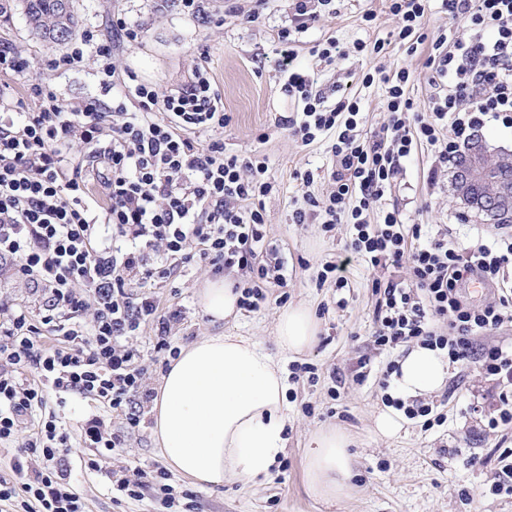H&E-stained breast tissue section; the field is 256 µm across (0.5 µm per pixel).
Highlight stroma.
Returning <instances> with one entry per match:
<instances>
[{"instance_id":"stroma-1","label":"stroma","mask_w":512,"mask_h":512,"mask_svg":"<svg viewBox=\"0 0 512 512\" xmlns=\"http://www.w3.org/2000/svg\"><path fill=\"white\" fill-rule=\"evenodd\" d=\"M0 3L5 6L0 14V44H9L29 62L26 76L4 77L17 94H24L26 78L33 77L66 103L99 95L92 61L66 71L50 69V61L65 54L69 43L53 44L34 36L16 0ZM73 5L79 30L111 36L116 16L139 29L137 44L121 47L113 58L116 80L131 71L141 81L179 88L191 81L196 64L206 61L224 94V110L232 118L222 132L225 148L264 157L268 176L277 187L264 200V231L288 258L287 288L269 286L267 299L258 309L242 310L216 322L205 313L200 297L213 277L211 267L193 260L174 284L154 291L160 309L183 311L182 320L171 331L172 349L227 332L252 337L282 370L296 362L317 368L315 381L286 382L288 448L270 475L207 489L168 470V484L180 493L177 512H512V494L489 490L499 455L512 451V427L489 431L478 416L468 413L473 402L491 408L497 392L494 382L476 367L450 365L445 387L427 395V403L443 417L441 425L426 429L421 422L407 419L391 438L375 430V418L384 406L379 377L407 348L379 349L371 341L377 301L372 280L377 272L360 257L348 256L347 226L337 225L327 234L317 219L305 224L291 220L304 194H327L333 165L329 138L305 146L277 124L280 115L302 109L301 103L282 94L288 75L278 67V31L291 23L293 0H236L232 13L226 10L225 0H204L200 16L184 12L179 0H73ZM368 13L373 21H365ZM394 28L386 0H334L331 10L321 11L318 20L299 34L295 65L314 72L313 91L328 104L347 96L357 98L366 126L373 130L387 121L386 86L378 80L365 83L371 63L366 54L357 52L356 44L388 42L384 62L388 70L409 71L408 92L416 112H423L431 93L430 71L425 66L428 46L423 43L416 51H407L392 42ZM330 38L338 42L341 55L329 61L314 55L313 46ZM433 163L427 146L404 158L381 209H398L404 223L427 225L433 236L447 232L462 244L479 239L490 242L506 232V225L484 223L464 209L450 189L449 168L433 176L429 173ZM307 169L316 174L308 185L299 177ZM341 259L348 262L347 287L336 288L330 280L317 285L323 264ZM283 295L289 304L305 303L319 327L313 346L297 355L282 353L276 345L275 323L283 310L279 302ZM132 343L139 351L146 383L157 388L169 351L156 350L149 326ZM47 408L68 425L98 416L125 435L122 448L100 459L99 471L80 478L87 512H167L155 485L145 486L131 498L113 489L109 479L113 471L129 475L165 468L150 415H143L133 428L124 415L109 412L90 398H77L64 406L52 400ZM330 427L352 439L355 468L350 489L325 503L307 491L305 452L311 438Z\"/></svg>"}]
</instances>
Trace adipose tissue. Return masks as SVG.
<instances>
[{
    "instance_id": "adipose-tissue-1",
    "label": "adipose tissue",
    "mask_w": 512,
    "mask_h": 512,
    "mask_svg": "<svg viewBox=\"0 0 512 512\" xmlns=\"http://www.w3.org/2000/svg\"><path fill=\"white\" fill-rule=\"evenodd\" d=\"M318 324L304 304L288 307L276 322L281 351L301 353ZM396 390L405 398L441 389L448 359L416 347L399 362ZM153 435L174 471L203 487L237 477L267 476L287 439L286 385L274 358L246 336H206L183 348L164 375L153 405ZM343 431L320 432L306 456L309 494L330 502L348 488L353 457Z\"/></svg>"
}]
</instances>
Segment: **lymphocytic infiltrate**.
<instances>
[{
	"label": "lymphocytic infiltrate",
	"instance_id": "lymphocytic-infiltrate-1",
	"mask_svg": "<svg viewBox=\"0 0 512 512\" xmlns=\"http://www.w3.org/2000/svg\"><path fill=\"white\" fill-rule=\"evenodd\" d=\"M388 2L396 39L416 36L429 0ZM331 3L295 0V26L278 35L289 69L283 91L304 104L279 117V126L305 146L334 136L331 189L321 199L306 197L293 221L317 215L326 233L348 225L350 252L389 272L372 283L375 343L416 341L446 352L450 362L477 365L501 389L489 427L511 425L512 346L479 350L475 341L512 322V234L462 248L377 206L418 146H429L445 165L486 121L512 128V0H442L469 35L453 39L443 29L432 38L427 117L412 114L408 71L379 66L365 80L386 85L388 120L373 131L356 99L326 105L312 94L311 75L292 66L293 33L307 30L318 7ZM112 32L105 39L83 31L53 63L67 69L91 59L102 97L66 110L39 79L22 98L0 83V272L12 270L37 301L0 311V444L20 445L11 476H0V512H85L72 477V434L46 414L47 398L91 396L116 413L152 400L130 341L149 325L157 349L169 350L182 319L177 308L160 312L153 286L174 281L200 258L213 274L236 273L233 289L249 312L265 301L268 283L287 282L279 248L265 239L263 199L274 188L268 165L226 152L216 137L231 117L208 66L197 64L187 86L166 92L132 72L115 84L116 45L137 42L139 31L116 18ZM29 97L38 101L36 111H25ZM77 144L87 149L86 160L73 154ZM402 267L407 276H399ZM472 278L498 284V300L463 303L458 288ZM443 318L444 335L436 326ZM46 335L58 344H39ZM79 437L94 453L84 462L92 471L99 456L125 442L98 419L81 425Z\"/></svg>",
	"mask_w": 512,
	"mask_h": 512
}]
</instances>
